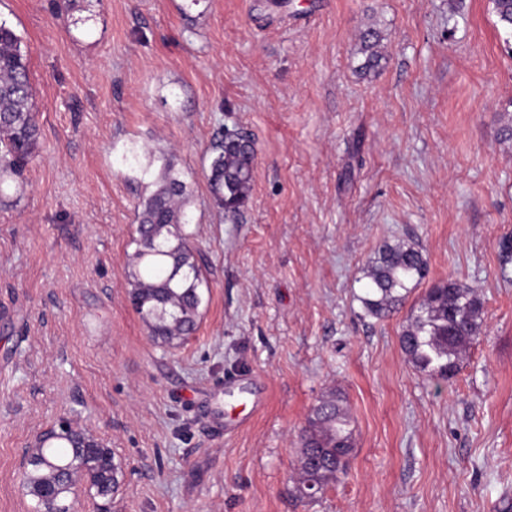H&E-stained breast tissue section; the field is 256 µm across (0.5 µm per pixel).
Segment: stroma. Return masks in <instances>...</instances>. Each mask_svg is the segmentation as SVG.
<instances>
[{
  "label": "stroma",
  "instance_id": "1",
  "mask_svg": "<svg viewBox=\"0 0 512 512\" xmlns=\"http://www.w3.org/2000/svg\"><path fill=\"white\" fill-rule=\"evenodd\" d=\"M0 0L22 39L39 149L0 200V512L74 419L125 478L78 512H512V57L488 0ZM381 34L362 74L359 34ZM255 141L251 197L210 191L216 131ZM174 155L202 270L197 328L165 344L129 301L130 147ZM406 241L428 271L389 318L362 269ZM455 280L484 321L459 372L408 364L403 326ZM341 390L355 451L296 490L312 408Z\"/></svg>",
  "mask_w": 512,
  "mask_h": 512
}]
</instances>
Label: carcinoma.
Segmentation results:
<instances>
[{
  "label": "carcinoma",
  "mask_w": 512,
  "mask_h": 512,
  "mask_svg": "<svg viewBox=\"0 0 512 512\" xmlns=\"http://www.w3.org/2000/svg\"><path fill=\"white\" fill-rule=\"evenodd\" d=\"M496 26L512 36V0H490ZM379 35L373 29L360 36L365 54L361 69L379 65ZM27 58L21 39L0 23V185L21 175L38 150L39 129ZM250 135L225 129L213 143L209 184L213 197L233 220L247 204L256 163ZM131 178L150 193L136 213V249L131 261L129 295L135 311L161 341L189 336L196 330L201 304V272L182 225L191 222L186 183L173 155L165 149H127L121 157ZM427 261L407 243H385L363 270L367 315L382 319L399 309L425 277ZM482 301L474 289L450 280L422 296L403 328L402 351L413 367L431 377L450 378L460 370L467 348L480 335ZM73 436H58L27 451L22 474L33 497L34 512H42L50 497L58 512H70L72 479L82 478L94 497L106 498L118 482V466L109 448L76 446ZM351 416L341 392L331 390L315 405L301 434L298 461L299 491L323 487L344 473L353 451Z\"/></svg>",
  "instance_id": "1"
}]
</instances>
